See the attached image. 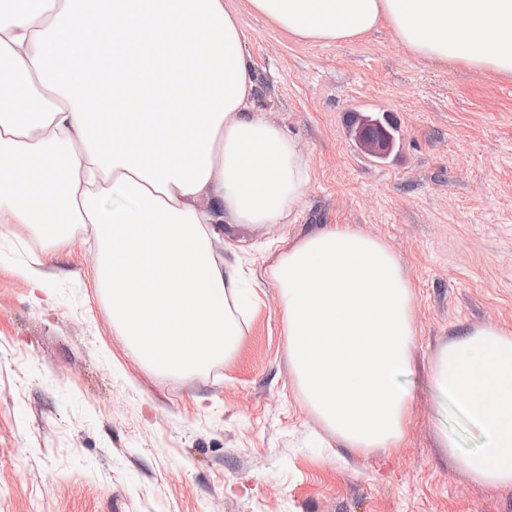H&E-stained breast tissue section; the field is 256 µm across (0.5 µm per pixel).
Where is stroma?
Instances as JSON below:
<instances>
[{
    "mask_svg": "<svg viewBox=\"0 0 512 512\" xmlns=\"http://www.w3.org/2000/svg\"><path fill=\"white\" fill-rule=\"evenodd\" d=\"M232 3L256 107L310 167L304 204L267 229L225 225L254 272L242 333L230 356L180 377L134 359L86 283L87 236L59 251L22 225L0 236V512H512V486L461 469L483 439L429 374L449 340L512 329V81L415 55L386 26L315 43ZM382 113L396 133L380 160L355 132ZM333 224L383 241L414 294L405 434L365 454L306 402L280 291L262 276L279 237ZM35 253L40 290L20 273Z\"/></svg>",
    "mask_w": 512,
    "mask_h": 512,
    "instance_id": "obj_1",
    "label": "stroma"
}]
</instances>
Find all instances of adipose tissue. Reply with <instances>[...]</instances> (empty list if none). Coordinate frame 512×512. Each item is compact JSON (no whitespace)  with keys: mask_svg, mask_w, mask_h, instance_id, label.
Wrapping results in <instances>:
<instances>
[{"mask_svg":"<svg viewBox=\"0 0 512 512\" xmlns=\"http://www.w3.org/2000/svg\"><path fill=\"white\" fill-rule=\"evenodd\" d=\"M249 4L304 40L361 39L385 23L419 56L512 78V0ZM244 41L230 0H10L0 10V224L24 225L54 250L89 230L93 285L161 376L232 351L242 272L224 227L287 223L311 180L295 141L255 110ZM106 44L107 84L95 51ZM95 81L103 104L92 112L81 94ZM265 275L282 291L288 355L311 408L353 451L393 447L415 336L399 258L334 225L283 242ZM430 376L482 435L463 469L484 486L512 484V330L449 341Z\"/></svg>","mask_w":512,"mask_h":512,"instance_id":"1","label":"adipose tissue"}]
</instances>
